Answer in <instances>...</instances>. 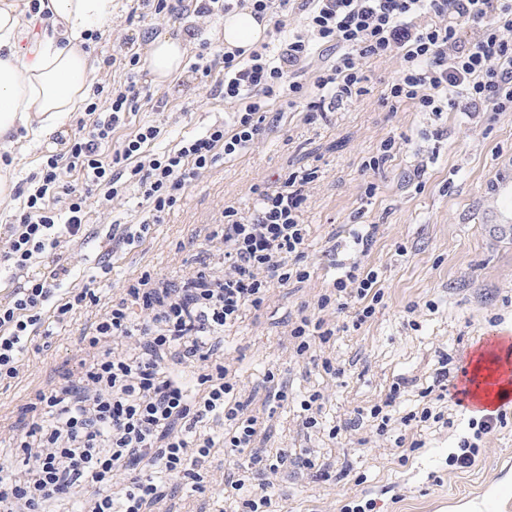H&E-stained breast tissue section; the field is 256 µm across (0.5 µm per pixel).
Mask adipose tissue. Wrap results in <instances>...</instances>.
Segmentation results:
<instances>
[{"instance_id":"adipose-tissue-1","label":"adipose tissue","mask_w":512,"mask_h":512,"mask_svg":"<svg viewBox=\"0 0 512 512\" xmlns=\"http://www.w3.org/2000/svg\"><path fill=\"white\" fill-rule=\"evenodd\" d=\"M53 23L36 31L19 0H0V145L10 146L17 129L49 138L64 118L78 111L88 92L93 64L87 49L92 36L112 19V0H40ZM266 26L250 12L224 18L226 47H249ZM187 37L161 36L149 45V69L155 82L178 71Z\"/></svg>"}]
</instances>
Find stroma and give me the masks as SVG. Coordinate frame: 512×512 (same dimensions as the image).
Listing matches in <instances>:
<instances>
[{"instance_id": "stroma-1", "label": "stroma", "mask_w": 512, "mask_h": 512, "mask_svg": "<svg viewBox=\"0 0 512 512\" xmlns=\"http://www.w3.org/2000/svg\"><path fill=\"white\" fill-rule=\"evenodd\" d=\"M190 26L199 27L200 34L189 44L182 70L159 84L148 69H141L139 80L151 99L129 115L115 138L150 122L162 130L154 145L160 152L230 119L234 104L214 97L191 71L204 44L219 46L224 30L220 14L155 19L147 16L142 0H112V24L90 47L91 79L108 88L125 81L122 68L104 69L100 61L116 53L127 36L136 37L144 54L154 37ZM366 68L372 77L367 95L314 125L301 114L286 113L247 152L206 171L143 241L114 254L110 278L99 282V292L109 298L145 269L178 278L203 250L204 225L219 223L225 207L251 211L255 187L275 184L292 172L316 170L302 216L310 228L306 252L315 264L314 276L273 289L259 310L247 311L241 323L224 333V355L241 383L253 385L272 368L291 383L287 405L274 406L265 418L270 429L266 446L306 448L334 464L330 482L311 476L280 478L278 512H340L344 504L361 499L373 500V512H474L481 502L487 505L485 512H512V404L506 407L504 424L484 437L474 465L457 470L449 466L448 455L467 433L470 415L453 399L435 394L441 356H448V380L456 382L461 363L471 361L490 328H512V235L487 224L483 203L497 169L512 166V112L476 117L451 112L439 121L408 104L393 112L380 92L395 61H371ZM391 135L403 137L400 152L365 176L363 160ZM49 152L47 143L21 133L14 135L9 149L0 148V173L18 188L9 200L0 201V225L13 222L22 210V192ZM422 161L428 169L419 181L414 171ZM368 179L378 187L369 203L361 198ZM145 215L133 187L121 199L92 202L94 237L66 238L59 248L73 268L72 284L81 287L96 280L112 222L133 224ZM358 224L378 227L364 262L379 269L385 295L373 319L323 345V356L334 358L344 370L328 388L320 375L306 373L302 363L284 352L282 319L314 302L329 287L337 265L355 258L349 231ZM401 242L408 247L404 257L396 253ZM96 319V309L90 308L67 322L50 323L49 350L28 352L18 376L0 382L1 425L28 422L30 397L62 382L74 369L81 338L92 332ZM403 378L409 385L387 433H378L376 421L366 416L360 430L329 436L330 427L381 403ZM316 390L324 394L322 426L306 435L300 430L297 401ZM427 403L443 412L445 423L401 424L402 416ZM400 436L423 443L404 465L395 444Z\"/></svg>"}]
</instances>
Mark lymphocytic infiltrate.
Wrapping results in <instances>:
<instances>
[{"instance_id":"f902f5d3","label":"lymphocytic infiltrate","mask_w":512,"mask_h":512,"mask_svg":"<svg viewBox=\"0 0 512 512\" xmlns=\"http://www.w3.org/2000/svg\"><path fill=\"white\" fill-rule=\"evenodd\" d=\"M298 9L304 28L285 32L277 54L260 43L194 66L201 83L236 103L230 120L162 152L151 149L161 129L149 122L113 141L126 114L141 108L142 92L131 79L108 94L94 87L74 133L57 132L64 152L46 157L22 211L0 230V265L24 279L0 301V379L15 378L30 347L49 341L47 320L63 323L99 304L105 310L82 339L92 359L36 391L27 405L33 422L13 431L9 453L0 457V512H51L82 498L90 512H148L184 488L222 490L234 512H271L275 480L287 470L331 479L332 464L307 449L258 447L262 423L248 411L253 398L219 355L225 329L260 309L272 288L313 276L302 215L315 172L257 188L249 215L225 208L223 222L205 237L221 247L220 273L204 263L176 283L145 270L105 303L90 286H70L72 267L56 254L57 231L87 238L93 194L111 200L136 186L150 216L113 225L99 264L100 278H108L110 255L142 241L202 173L258 142L285 108L314 124L366 95L365 65L373 60L398 64L383 90L391 109L408 102L436 117L458 109L512 112V0H300ZM317 51L327 59L313 71ZM73 172L83 184L69 181ZM38 257L43 264L35 273ZM383 299L376 269L359 261L342 266L331 288L289 320L292 357L315 362L320 376L336 380L341 367L316 354L340 330L336 313L353 308L358 329ZM504 419L500 412L472 421L451 465L471 467L483 436ZM204 421L220 432L197 433ZM224 451L247 462L225 469L219 481L205 464Z\"/></svg>"}]
</instances>
